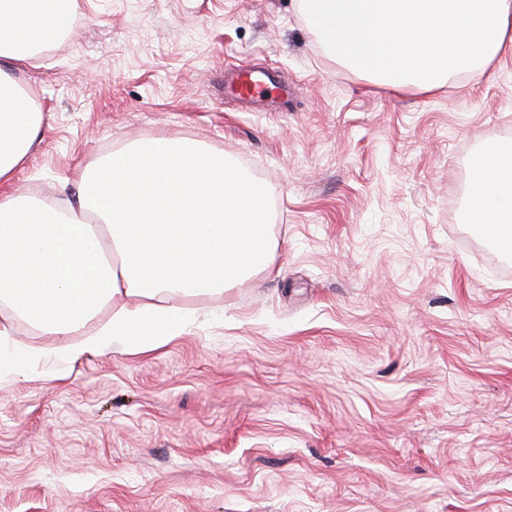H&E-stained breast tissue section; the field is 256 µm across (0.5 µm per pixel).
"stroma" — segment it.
<instances>
[{"label":"stroma","instance_id":"obj_1","mask_svg":"<svg viewBox=\"0 0 512 512\" xmlns=\"http://www.w3.org/2000/svg\"><path fill=\"white\" fill-rule=\"evenodd\" d=\"M18 73L42 134L0 195L63 207L150 136L268 190L269 265L144 353L0 375V512H512V260L466 221L512 57L396 90L300 0H76ZM248 63L288 88L247 103Z\"/></svg>","mask_w":512,"mask_h":512}]
</instances>
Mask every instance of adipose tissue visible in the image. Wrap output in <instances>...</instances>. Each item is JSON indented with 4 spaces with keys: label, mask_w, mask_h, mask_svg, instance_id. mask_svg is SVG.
I'll return each mask as SVG.
<instances>
[{
    "label": "adipose tissue",
    "mask_w": 512,
    "mask_h": 512,
    "mask_svg": "<svg viewBox=\"0 0 512 512\" xmlns=\"http://www.w3.org/2000/svg\"><path fill=\"white\" fill-rule=\"evenodd\" d=\"M75 0H0V185L41 132L38 107L13 73L67 29ZM336 59L396 89L430 91L447 76H481L512 54V0H302ZM59 211L0 198V307L54 336L53 350L0 323V371L154 350L190 321L184 297L220 292L266 268L267 190L194 142L151 136L82 170ZM467 215L512 254V141L470 167ZM84 328L81 341L70 333Z\"/></svg>",
    "instance_id": "obj_1"
}]
</instances>
